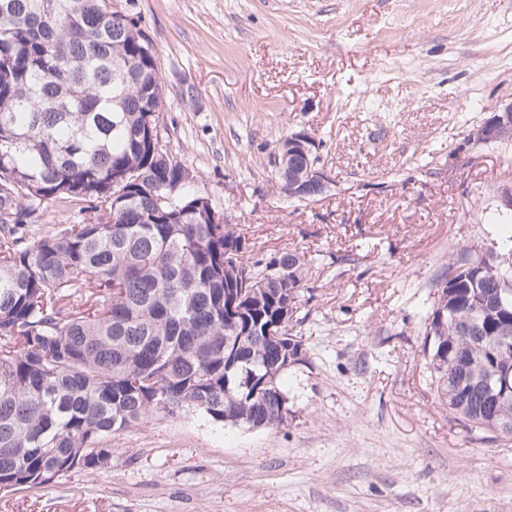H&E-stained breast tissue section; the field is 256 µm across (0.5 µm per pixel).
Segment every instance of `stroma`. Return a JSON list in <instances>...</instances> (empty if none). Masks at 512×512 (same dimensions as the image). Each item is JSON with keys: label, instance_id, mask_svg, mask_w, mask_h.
I'll list each match as a JSON object with an SVG mask.
<instances>
[{"label": "stroma", "instance_id": "1", "mask_svg": "<svg viewBox=\"0 0 512 512\" xmlns=\"http://www.w3.org/2000/svg\"><path fill=\"white\" fill-rule=\"evenodd\" d=\"M159 57L161 145L245 237L304 254L284 425L188 407L112 433V459L0 512H512V439L451 414L424 355L449 260L512 235V0H111ZM307 131L331 178L298 200L274 153ZM88 202L42 205L37 237ZM501 115H496L489 123L478 129L473 137H480L487 141L493 139H510L512 136V123H505L506 118L512 116V105L506 107Z\"/></svg>", "mask_w": 512, "mask_h": 512}]
</instances>
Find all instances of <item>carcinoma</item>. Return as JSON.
<instances>
[{"label": "carcinoma", "mask_w": 512, "mask_h": 512, "mask_svg": "<svg viewBox=\"0 0 512 512\" xmlns=\"http://www.w3.org/2000/svg\"><path fill=\"white\" fill-rule=\"evenodd\" d=\"M127 27L106 0H0V490L105 467L107 437L155 412L286 421L280 377L264 376L301 341L286 323L281 341L264 333L292 312L304 256L278 274L250 262L261 296L224 297V258L248 244L208 223L182 163L155 148L160 63ZM82 200V222L26 237L40 205ZM439 294L425 353L442 403L480 428L512 423V387L484 382L512 369V270L450 261Z\"/></svg>", "instance_id": "cac0c4a2"}]
</instances>
